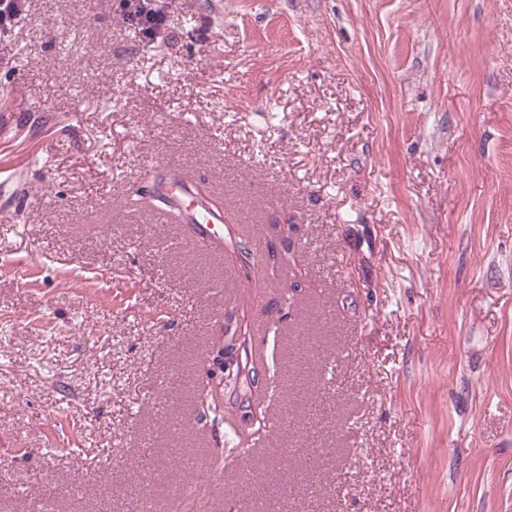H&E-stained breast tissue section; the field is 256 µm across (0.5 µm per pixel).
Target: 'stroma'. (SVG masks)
Listing matches in <instances>:
<instances>
[{
	"label": "stroma",
	"instance_id": "obj_1",
	"mask_svg": "<svg viewBox=\"0 0 512 512\" xmlns=\"http://www.w3.org/2000/svg\"><path fill=\"white\" fill-rule=\"evenodd\" d=\"M119 15L0 38V512H512V0H172L155 51ZM148 169L222 197L223 256L127 206ZM258 313L270 431L215 473L192 386L232 315L255 407Z\"/></svg>",
	"mask_w": 512,
	"mask_h": 512
}]
</instances>
